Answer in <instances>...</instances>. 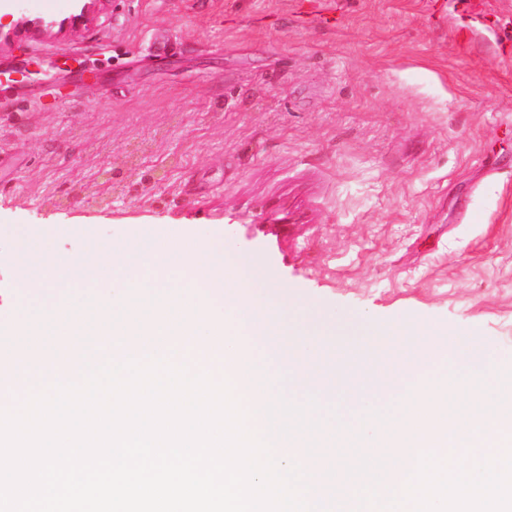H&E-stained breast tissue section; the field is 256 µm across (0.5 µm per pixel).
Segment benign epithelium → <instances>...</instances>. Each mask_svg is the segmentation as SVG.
Returning <instances> with one entry per match:
<instances>
[{
	"label": "benign epithelium",
	"instance_id": "1",
	"mask_svg": "<svg viewBox=\"0 0 512 512\" xmlns=\"http://www.w3.org/2000/svg\"><path fill=\"white\" fill-rule=\"evenodd\" d=\"M102 0H73L69 14L47 18L41 16L14 15L16 4L5 6L0 13V41H10L19 35L56 37L75 32L87 26L100 9Z\"/></svg>",
	"mask_w": 512,
	"mask_h": 512
}]
</instances>
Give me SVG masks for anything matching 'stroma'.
I'll use <instances>...</instances> for the list:
<instances>
[{"mask_svg": "<svg viewBox=\"0 0 512 512\" xmlns=\"http://www.w3.org/2000/svg\"><path fill=\"white\" fill-rule=\"evenodd\" d=\"M0 369L58 348L86 297L16 331L11 225L222 238L329 318L408 323L512 379V0H104L0 45ZM273 212L292 217L269 224ZM306 442L316 501L384 419Z\"/></svg>", "mask_w": 512, "mask_h": 512, "instance_id": "35a3bbf8", "label": "stroma"}]
</instances>
